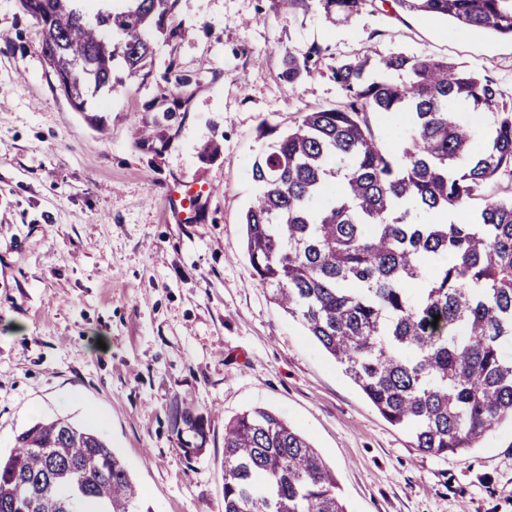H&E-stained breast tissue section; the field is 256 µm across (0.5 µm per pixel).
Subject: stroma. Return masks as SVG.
Instances as JSON below:
<instances>
[{"mask_svg":"<svg viewBox=\"0 0 512 512\" xmlns=\"http://www.w3.org/2000/svg\"><path fill=\"white\" fill-rule=\"evenodd\" d=\"M170 23L184 35L155 40L149 77L78 112L31 17L0 0V451L68 416L153 512H224V425L264 407L309 439L348 512H512V426L462 455L414 448L270 300L241 224L260 126L341 105L338 64L370 46L445 60L510 105L512 38L389 0L349 18L320 0H178ZM314 46L316 71L289 75Z\"/></svg>","mask_w":512,"mask_h":512,"instance_id":"35a3bbf8","label":"stroma"}]
</instances>
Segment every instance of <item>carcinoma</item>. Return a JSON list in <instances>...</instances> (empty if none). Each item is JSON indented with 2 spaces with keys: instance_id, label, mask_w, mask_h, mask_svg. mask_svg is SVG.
Masks as SVG:
<instances>
[{
  "instance_id": "1",
  "label": "carcinoma",
  "mask_w": 512,
  "mask_h": 512,
  "mask_svg": "<svg viewBox=\"0 0 512 512\" xmlns=\"http://www.w3.org/2000/svg\"><path fill=\"white\" fill-rule=\"evenodd\" d=\"M351 16L368 0H320ZM176 0H20L54 74L73 62L75 104L146 71L151 36ZM399 12L447 17L512 36V0H392ZM321 49L290 61L312 73ZM346 102L270 139L252 163L246 253L270 299L298 319L365 398L414 447L437 456L477 447L512 424V106L496 83L446 60L371 49L335 69ZM491 121L475 139L471 116ZM406 123L401 146L371 115ZM465 212L463 222L436 215ZM437 325H432L434 316ZM0 512H151L95 431L36 422L0 453ZM224 512H347L311 442L262 407L224 425Z\"/></svg>"
}]
</instances>
